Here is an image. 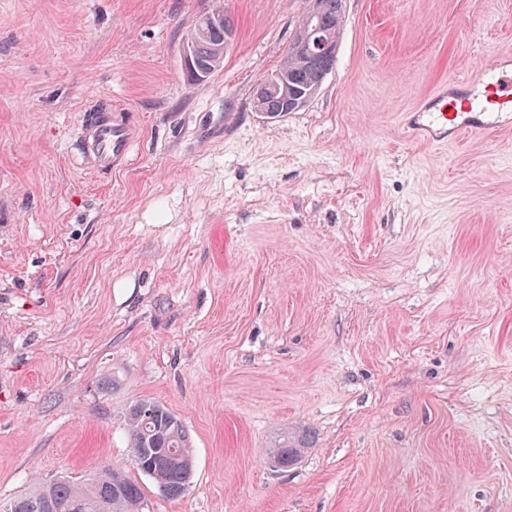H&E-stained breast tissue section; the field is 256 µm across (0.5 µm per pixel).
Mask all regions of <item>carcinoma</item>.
Returning a JSON list of instances; mask_svg holds the SVG:
<instances>
[{
    "mask_svg": "<svg viewBox=\"0 0 512 512\" xmlns=\"http://www.w3.org/2000/svg\"><path fill=\"white\" fill-rule=\"evenodd\" d=\"M343 0H323L322 9L302 19L288 43L279 66L271 72L288 80V87L303 94L321 89L336 65V57L325 56L308 64L302 56L306 38L316 32H340ZM233 28L231 18L219 11L211 16L207 34L198 39L192 58L195 80L204 81L224 65V28ZM133 466L149 477L159 493L169 499L185 494L193 471V447L182 421L164 405L140 399L125 416ZM308 444L305 436H290L273 450L288 467ZM85 500L89 512H143L145 498L140 485L120 468L90 474L82 481L66 478L42 479L19 497L9 501L14 512H70L72 503Z\"/></svg>",
    "mask_w": 512,
    "mask_h": 512,
    "instance_id": "1",
    "label": "carcinoma"
}]
</instances>
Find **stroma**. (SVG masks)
Wrapping results in <instances>:
<instances>
[{
    "instance_id": "35a3bbf8",
    "label": "stroma",
    "mask_w": 512,
    "mask_h": 512,
    "mask_svg": "<svg viewBox=\"0 0 512 512\" xmlns=\"http://www.w3.org/2000/svg\"><path fill=\"white\" fill-rule=\"evenodd\" d=\"M219 6L224 66L190 81ZM310 6L0 0V499L123 466L144 512H512V129L403 122L512 55V0H344L318 94L265 118ZM92 107L140 130L106 181ZM139 399L191 435L181 498L131 466ZM307 444L306 436H287L279 448H274L273 454L281 459L283 468H288V465L301 455Z\"/></svg>"
}]
</instances>
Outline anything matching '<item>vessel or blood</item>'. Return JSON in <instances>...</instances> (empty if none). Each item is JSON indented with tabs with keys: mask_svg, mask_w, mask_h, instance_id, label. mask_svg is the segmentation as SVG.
<instances>
[{
	"mask_svg": "<svg viewBox=\"0 0 512 512\" xmlns=\"http://www.w3.org/2000/svg\"><path fill=\"white\" fill-rule=\"evenodd\" d=\"M466 85L470 94L463 100L451 90L440 89L407 114V127L429 143L486 136L512 127V72L493 64ZM135 140L134 128L109 112L82 113L75 133L81 163L98 178L111 176L113 168L127 160Z\"/></svg>",
	"mask_w": 512,
	"mask_h": 512,
	"instance_id": "1",
	"label": "vessel or blood"
}]
</instances>
